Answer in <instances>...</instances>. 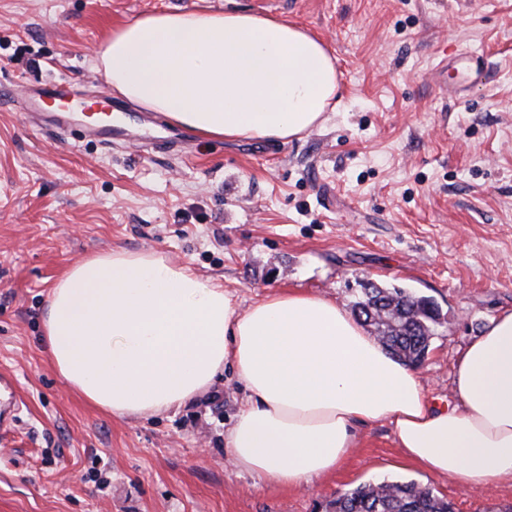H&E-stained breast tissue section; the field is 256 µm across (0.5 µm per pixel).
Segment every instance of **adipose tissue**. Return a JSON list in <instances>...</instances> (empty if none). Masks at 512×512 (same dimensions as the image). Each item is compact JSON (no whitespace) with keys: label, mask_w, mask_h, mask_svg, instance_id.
<instances>
[{"label":"adipose tissue","mask_w":512,"mask_h":512,"mask_svg":"<svg viewBox=\"0 0 512 512\" xmlns=\"http://www.w3.org/2000/svg\"><path fill=\"white\" fill-rule=\"evenodd\" d=\"M98 67L114 92L208 138L288 141L319 125L339 84L322 41L248 12L150 14L113 31ZM60 378L116 417H151L208 391L225 367L243 389L224 436L233 467L282 488L330 474L359 426L388 422L427 473L470 486L512 478V311L457 360L455 405H432L417 370L335 299L236 294L157 252L118 249L70 266L42 315Z\"/></svg>","instance_id":"adipose-tissue-1"}]
</instances>
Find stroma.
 <instances>
[{"label": "stroma", "mask_w": 512, "mask_h": 512, "mask_svg": "<svg viewBox=\"0 0 512 512\" xmlns=\"http://www.w3.org/2000/svg\"><path fill=\"white\" fill-rule=\"evenodd\" d=\"M193 9L320 38L335 110L285 142L141 122L97 54L142 15ZM466 49L488 68L441 67ZM48 81L123 112L125 136L111 146L86 137L84 115L60 129L29 116L23 89ZM114 249L162 253L245 306L296 290L348 308L367 282L431 298L441 319L418 372L431 403L454 402L460 353L512 311V0H0V379L21 407L0 432V512H325L383 480L429 485L455 512L512 503V479L466 487L417 468L385 422L360 427L346 462L310 486L238 472L229 369L148 419L89 405L47 361L41 313L66 269Z\"/></svg>", "instance_id": "35a3bbf8"}]
</instances>
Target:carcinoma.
I'll return each mask as SVG.
<instances>
[{"label":"carcinoma","mask_w":512,"mask_h":512,"mask_svg":"<svg viewBox=\"0 0 512 512\" xmlns=\"http://www.w3.org/2000/svg\"><path fill=\"white\" fill-rule=\"evenodd\" d=\"M359 321L370 328L399 360L416 366L422 362L435 335L439 309L426 297L402 288L369 284L353 304ZM327 512H453L447 499L415 481L369 482L347 490L326 505Z\"/></svg>","instance_id":"cac0c4a2"}]
</instances>
